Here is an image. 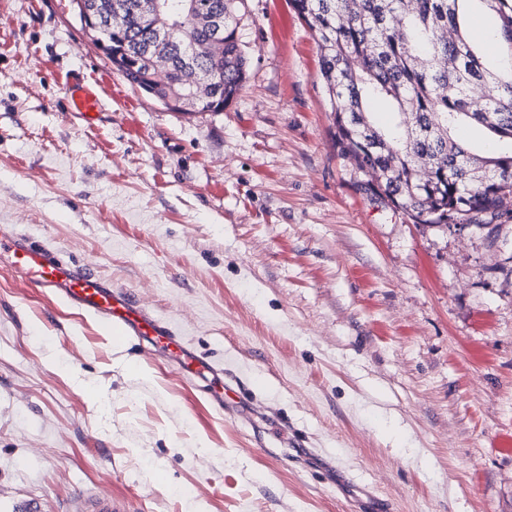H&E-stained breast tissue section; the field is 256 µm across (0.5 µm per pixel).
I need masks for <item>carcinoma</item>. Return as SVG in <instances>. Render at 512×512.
Listing matches in <instances>:
<instances>
[{
  "mask_svg": "<svg viewBox=\"0 0 512 512\" xmlns=\"http://www.w3.org/2000/svg\"><path fill=\"white\" fill-rule=\"evenodd\" d=\"M146 2L128 0L124 26L107 38L106 51L136 54L153 40L141 23ZM198 2L224 13V52L202 50L196 70L219 78L227 102L242 89L248 66L235 25L242 0ZM467 2L292 0L316 37L341 156L365 177V188L415 224L480 228L512 204V0H480L495 14L496 40L507 53L496 68L470 34ZM123 76L142 86L148 61ZM376 101L391 109L386 125L370 111ZM465 123L481 126L501 148L475 152L455 136Z\"/></svg>",
  "mask_w": 512,
  "mask_h": 512,
  "instance_id": "carcinoma-1",
  "label": "carcinoma"
}]
</instances>
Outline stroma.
I'll return each mask as SVG.
<instances>
[{
  "label": "stroma",
  "mask_w": 512,
  "mask_h": 512,
  "mask_svg": "<svg viewBox=\"0 0 512 512\" xmlns=\"http://www.w3.org/2000/svg\"><path fill=\"white\" fill-rule=\"evenodd\" d=\"M244 86L183 114L70 0H0V232L134 292L224 371L158 353L0 266V512H512V218L412 223L334 143L313 33L244 0ZM112 85L85 126L62 77Z\"/></svg>",
  "instance_id": "1"
}]
</instances>
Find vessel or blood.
Listing matches in <instances>:
<instances>
[{
	"mask_svg": "<svg viewBox=\"0 0 512 512\" xmlns=\"http://www.w3.org/2000/svg\"><path fill=\"white\" fill-rule=\"evenodd\" d=\"M66 109L82 117L101 112V86L76 73L66 74ZM0 262L30 286L52 293L67 305L95 316L120 338L137 339L147 351H165L179 373L189 380H204L215 371L210 360L188 348L183 336L169 323L140 306L135 294L112 287L90 270L28 237L0 233Z\"/></svg>",
	"mask_w": 512,
	"mask_h": 512,
	"instance_id": "b4317fda",
	"label": "vessel or blood"
}]
</instances>
